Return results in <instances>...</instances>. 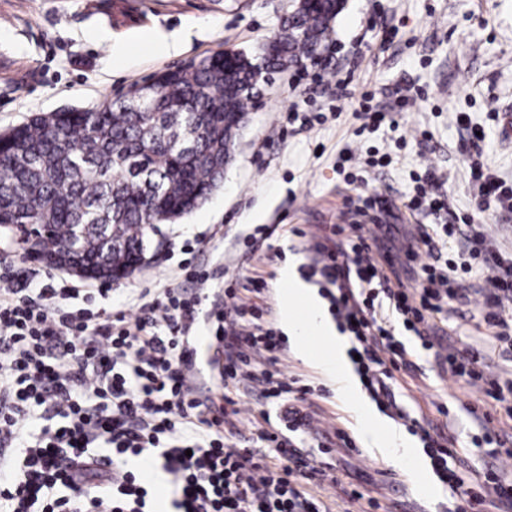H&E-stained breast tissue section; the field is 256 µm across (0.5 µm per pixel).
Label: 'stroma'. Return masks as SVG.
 <instances>
[{
  "label": "stroma",
  "instance_id": "35a3bbf8",
  "mask_svg": "<svg viewBox=\"0 0 512 512\" xmlns=\"http://www.w3.org/2000/svg\"><path fill=\"white\" fill-rule=\"evenodd\" d=\"M294 0H0V133L36 113L88 108L126 93L157 73L216 52L255 51L292 10ZM324 75L326 93L310 98L293 83L292 71L276 74L249 106V122L237 140L235 159L207 200L152 235L141 267L113 283L104 306L122 309L141 288L188 287L178 265L181 246L191 242L209 274L194 345L205 368L199 377L211 397L222 399L224 384L209 365L217 345L211 316L213 296L230 278L259 279L263 294L241 292L249 304L267 306L273 327L281 325L284 285L279 271L307 263L310 245L328 224H358L355 208L369 197L384 199L371 232L394 258L407 288L415 269L403 251L423 224H447L473 213L493 249L512 253V211L490 207L474 213L469 154L475 130H482V160L512 181V133L503 113L512 110V0H344L333 23ZM117 66H108L112 56ZM390 107L388 123L360 132L358 95ZM323 113L324 123L288 137L277 133L279 117L291 105ZM466 122L457 125L455 117ZM390 162L363 173L367 156ZM437 178L439 211L411 209L415 178L424 170ZM259 224L281 231L271 249L252 251L246 236ZM446 319H432L428 334L440 355L475 343L490 376L512 377V354L493 348L479 313L484 283L467 278ZM277 370L314 388V395L271 403L255 383L233 389L239 413L225 424L226 437L241 448H259L266 427L298 421L304 449L319 470L300 485L323 512H450L456 500L439 480L418 487V473H430L420 434L411 440L417 461L392 463L366 447L351 404L315 365L291 349L278 355ZM390 387L407 430L408 419L422 432L452 442L449 466L465 478L490 470L512 482V457L492 445L475 444L476 428L466 404L482 407L488 424L512 448V414L478 389L455 381L437 358L420 357L409 370L394 372ZM353 439L345 447L337 437Z\"/></svg>",
  "mask_w": 512,
  "mask_h": 512
}]
</instances>
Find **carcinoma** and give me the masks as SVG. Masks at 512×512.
Segmentation results:
<instances>
[{
    "instance_id": "1",
    "label": "carcinoma",
    "mask_w": 512,
    "mask_h": 512,
    "mask_svg": "<svg viewBox=\"0 0 512 512\" xmlns=\"http://www.w3.org/2000/svg\"><path fill=\"white\" fill-rule=\"evenodd\" d=\"M342 0H297L255 54L217 52L157 75L149 103L107 97L91 108L37 113L8 132L0 156V225L19 245L53 254L84 230L79 255L129 268L150 233L206 200L224 175L242 128L224 113L248 114L272 72L317 62Z\"/></svg>"
}]
</instances>
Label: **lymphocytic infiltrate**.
<instances>
[{
  "mask_svg": "<svg viewBox=\"0 0 512 512\" xmlns=\"http://www.w3.org/2000/svg\"><path fill=\"white\" fill-rule=\"evenodd\" d=\"M479 206L512 208V183L471 157ZM470 215L440 227L442 237L463 236L460 261L446 266L419 259L434 239L421 231L405 256L418 262L421 291L393 287L376 259L362 225L326 226L322 241L302 268L308 279L335 287L330 310L341 332L352 337L356 371L373 400L386 396L384 376L409 367L396 325L432 350L426 328L457 298V278H485L484 323L496 347L512 350V256L488 249L483 232L471 229ZM258 293L259 281L230 280L215 314L224 343L222 376L235 386L255 376L264 398L310 386L284 374L250 372L256 353L275 354L281 340L264 322V311L240 302L239 291ZM67 283L0 272V512H147L151 493L133 477L146 459L171 477L176 512H320L299 490V479L276 470L248 448L224 441L223 408L186 389L185 342L195 324V294L185 288H144L126 309L109 313L77 306ZM480 350L446 358L452 377L485 387L486 394L512 411V379H487ZM102 441L107 456L90 453ZM426 454L439 480L460 498L456 512H481L484 489L512 503V485L498 474L465 484L448 465L451 452L427 441Z\"/></svg>",
  "mask_w": 512,
  "mask_h": 512,
  "instance_id": "obj_1",
  "label": "lymphocytic infiltrate"
}]
</instances>
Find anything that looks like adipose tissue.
Returning a JSON list of instances; mask_svg holds the SVG:
<instances>
[{"instance_id": "1", "label": "adipose tissue", "mask_w": 512, "mask_h": 512, "mask_svg": "<svg viewBox=\"0 0 512 512\" xmlns=\"http://www.w3.org/2000/svg\"><path fill=\"white\" fill-rule=\"evenodd\" d=\"M280 279L288 284L283 298V323L289 337L295 341L298 356L318 366L354 405L356 422L367 447L377 449L389 461L414 456V448L398 430L377 418L363 402L358 381L346 359L348 339L334 331L322 303L304 287L297 273L281 272ZM311 334L319 337L327 349L326 354L310 349L305 338Z\"/></svg>"}]
</instances>
